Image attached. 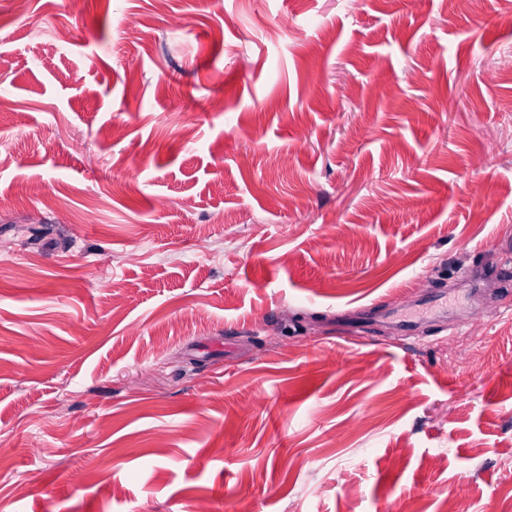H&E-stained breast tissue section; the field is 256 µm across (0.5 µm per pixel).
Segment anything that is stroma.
<instances>
[{
    "instance_id": "obj_1",
    "label": "stroma",
    "mask_w": 512,
    "mask_h": 512,
    "mask_svg": "<svg viewBox=\"0 0 512 512\" xmlns=\"http://www.w3.org/2000/svg\"><path fill=\"white\" fill-rule=\"evenodd\" d=\"M0 198V512H512V0H30Z\"/></svg>"
}]
</instances>
